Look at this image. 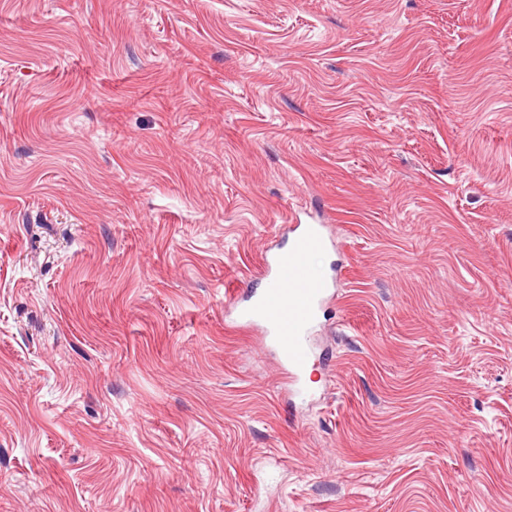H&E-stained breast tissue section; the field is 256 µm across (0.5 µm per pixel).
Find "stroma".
<instances>
[{
  "instance_id": "35a3bbf8",
  "label": "stroma",
  "mask_w": 512,
  "mask_h": 512,
  "mask_svg": "<svg viewBox=\"0 0 512 512\" xmlns=\"http://www.w3.org/2000/svg\"><path fill=\"white\" fill-rule=\"evenodd\" d=\"M0 512H512V0H0ZM325 246L323 225L295 224L288 247L268 263L265 288L240 312L245 323L262 326L271 337L283 367L296 384L306 375L311 360L310 336L334 283L316 279L310 271V253Z\"/></svg>"
}]
</instances>
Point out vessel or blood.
<instances>
[{
    "instance_id": "b4317fda",
    "label": "vessel or blood",
    "mask_w": 512,
    "mask_h": 512,
    "mask_svg": "<svg viewBox=\"0 0 512 512\" xmlns=\"http://www.w3.org/2000/svg\"><path fill=\"white\" fill-rule=\"evenodd\" d=\"M325 245L322 225H296L288 246L269 264L265 288L240 313L245 323L262 326L271 337L283 367L297 384L309 367L310 336L331 286L310 271L311 252Z\"/></svg>"
}]
</instances>
